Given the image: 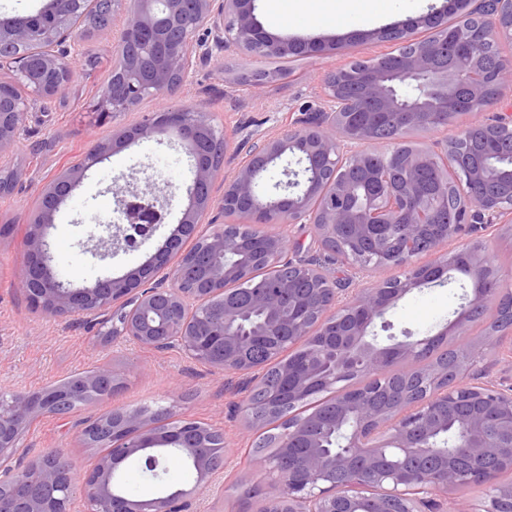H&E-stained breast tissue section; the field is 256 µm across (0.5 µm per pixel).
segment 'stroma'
<instances>
[{"label": "stroma", "instance_id": "1", "mask_svg": "<svg viewBox=\"0 0 512 512\" xmlns=\"http://www.w3.org/2000/svg\"><path fill=\"white\" fill-rule=\"evenodd\" d=\"M381 2L387 13L382 21L364 13L340 16L332 0H324L319 17L310 22L295 18V0H258L257 12L270 32L332 39L338 46L336 53L282 62L245 61L229 55L197 68L172 92L145 98L134 110L106 120L99 119L92 107L107 83L115 43L106 31L84 38L77 57L79 75L68 97L29 114L25 136L0 159V172L19 174L12 193L0 197V390L35 391L74 373L110 367L123 383L110 404L167 407L176 418L201 421L224 433L229 447L216 474L219 489L201 498L198 512H238L239 486L262 478L264 459L251 452L256 433L247 429L239 411L247 394L239 390L237 377L211 372L175 352L145 349L123 339L103 342L96 318L53 319L34 309L16 288L22 276L20 247L25 224L40 189L81 158L91 140L107 138L113 127L137 123L145 114L168 106L203 108L216 126L234 132L233 154L226 157L213 184L214 196H222L225 175L234 171L258 137L276 133L289 114L320 105L328 72L351 60L376 57L377 46L360 40V33L419 17L441 7L444 0ZM247 66H281L290 76L258 91L227 81V74ZM122 173L131 175L134 185L141 188L158 182L171 197V213L150 240L103 259L96 253L94 239L103 235L104 223L120 216L118 202L106 188ZM189 177V158L172 139L139 141L94 166L49 230L60 270L81 286L142 265L176 227L187 203ZM471 293V287L457 281L414 289L387 311L385 318L391 327L378 336L399 337L406 331L416 339L435 335L454 319ZM105 407L101 403L78 407L65 421L40 418L22 439V457L58 451L76 468H88L96 452L81 445V422Z\"/></svg>", "mask_w": 512, "mask_h": 512}]
</instances>
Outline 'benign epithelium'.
Returning <instances> with one entry per match:
<instances>
[{"mask_svg": "<svg viewBox=\"0 0 512 512\" xmlns=\"http://www.w3.org/2000/svg\"><path fill=\"white\" fill-rule=\"evenodd\" d=\"M94 12L107 20L94 28L110 30L120 21L112 80L98 96L95 111L102 116L128 112L147 96H159L182 84L192 70L228 53L245 57H320L336 52V42L288 38L271 33L257 14L256 0H137V7L118 15L120 0H93ZM84 0H47L33 15L0 19V63L13 58L4 54L30 42L42 44L40 54L26 58L16 68L9 94L0 90V155L9 151L25 130L30 112L48 101L66 97L77 77L75 56L85 31L71 22ZM206 38H196L199 29ZM512 41V0H448V6L362 35L376 43H396L398 62L369 68L349 61L333 70L362 84L367 111L420 130H431L429 115L440 114L445 124L470 111L497 107L512 97V66L485 71L482 47L488 38ZM233 82L258 90L270 83L251 71L234 76ZM322 106L305 118H290L281 131L261 138L224 180V194L216 200L211 189L219 167L216 156L227 154L231 136L217 130L206 113L195 107L167 108L154 112L133 127L115 129L107 139L92 140L85 154L57 174L38 193L23 240V275L19 281L30 304L51 318L100 316L107 312L109 327L103 335L112 340H131L158 351H176L213 372L254 376L258 367L247 355L253 334L244 329L248 308L238 305L229 286L242 279L238 261H222L242 255L246 245L224 234L222 217L236 215L253 227L264 252L259 261H288L297 275L313 288L305 293L306 312L293 318L273 289L257 291L252 306L268 313L260 335L278 336L288 329L289 340L310 346L293 380L292 395L303 399L311 385L336 384L343 375L358 378L357 393L342 399L338 411L344 443L327 448L320 438L306 440L302 476L265 459L261 506L256 512H359L358 495L371 490L367 512H439V497L467 480L485 487L489 505L485 512H512V485H501L485 476L480 463L496 459L512 470V386L473 382V370L489 353L512 359V327L477 337L454 368L447 371L421 359L422 354L445 336L467 328L476 309L498 306L511 291L491 289L489 252L481 243L468 246L467 273L472 296L456 312L455 319L435 336L379 345L370 339L376 321L415 288L443 282L454 270L459 252L420 265L414 241L434 220L436 204L448 196V181H440L430 195L417 188V171L429 165L455 176L461 198V223L450 224L430 251L456 244L476 224L512 223V202L478 198L468 188L480 184L486 168L458 174L456 154L443 146L439 151L420 149L401 158L406 172L393 178L384 167L373 171L381 185L364 201L351 202V187L344 180L320 176L323 165L338 171L347 164L366 167L371 153L364 145L374 140L370 125L354 120L359 109L340 96L336 82L324 84ZM475 126L488 134L512 133V113L498 112ZM177 137L191 164L187 206L178 224L155 253L136 269L119 277L100 278L91 286L76 287L58 269L48 238L61 205L77 190L87 172L128 145L140 141ZM286 154L296 157L300 171H284L289 177L285 193L261 196L259 182ZM109 191L124 206L129 220L149 223L142 240L156 229L157 211H167L168 198L157 185L139 189L125 177L113 180ZM272 224H311L325 252L336 249L337 233L351 229L341 246L340 261L360 270L402 269V276L380 281L342 297L331 268L316 260L288 257V239L267 227ZM372 245V254L361 250ZM122 225L99 238L100 256L114 249L133 248ZM161 278H156L158 273ZM336 359V371L321 372L324 358ZM394 361L419 370L428 392L420 397L400 389L381 401L374 388L384 380ZM118 382L107 368L66 380L40 392L0 394V503L8 512H72L73 494L79 487L83 512H191V501L212 488L217 466L204 444L200 422L189 420L178 429L160 434L155 430L156 411L113 408L84 423L80 438L88 448H101L91 468L76 472L59 464L60 453H44L18 464L20 441L37 418H67L78 403L112 398ZM463 398L467 409L455 416L457 442L450 456L456 463L431 472L404 470L393 457L433 458L439 455L436 433L441 409ZM163 444L194 455L197 482L175 498L161 495L152 500L119 497L112 491L116 468L127 458L155 459L145 452ZM350 480L343 486L334 472Z\"/></svg>", "mask_w": 512, "mask_h": 512, "instance_id": "7a95c632", "label": "benign epithelium"}]
</instances>
